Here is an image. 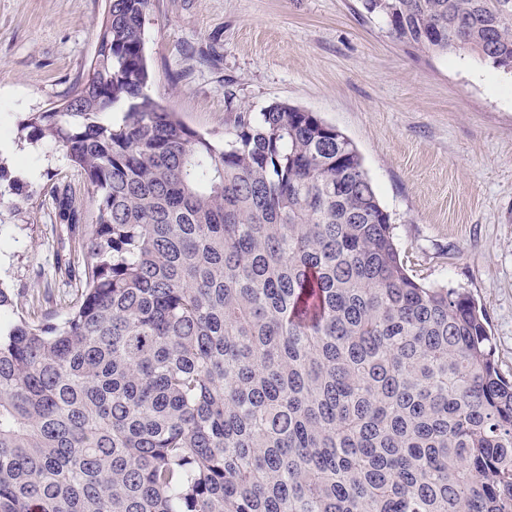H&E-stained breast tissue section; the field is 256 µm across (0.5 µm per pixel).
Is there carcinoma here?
Here are the masks:
<instances>
[{
    "label": "carcinoma",
    "instance_id": "1",
    "mask_svg": "<svg viewBox=\"0 0 512 512\" xmlns=\"http://www.w3.org/2000/svg\"><path fill=\"white\" fill-rule=\"evenodd\" d=\"M107 2L68 111L20 128L91 210L55 190L63 318L0 279V512H512L487 315L409 274L354 143L284 103L190 128L148 93L150 0ZM360 2L512 67V0Z\"/></svg>",
    "mask_w": 512,
    "mask_h": 512
}]
</instances>
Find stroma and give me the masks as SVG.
Instances as JSON below:
<instances>
[{
    "label": "stroma",
    "mask_w": 512,
    "mask_h": 512,
    "mask_svg": "<svg viewBox=\"0 0 512 512\" xmlns=\"http://www.w3.org/2000/svg\"><path fill=\"white\" fill-rule=\"evenodd\" d=\"M106 0H0V161L32 196L0 208V279L23 304L71 297L56 271L69 242L53 200L70 184L42 143L9 154L30 113L64 102L92 60ZM149 93L220 138L229 113L279 102L336 126L357 146L412 275L469 292L512 378V75L469 53L394 40L359 0H152Z\"/></svg>",
    "instance_id": "1"
}]
</instances>
